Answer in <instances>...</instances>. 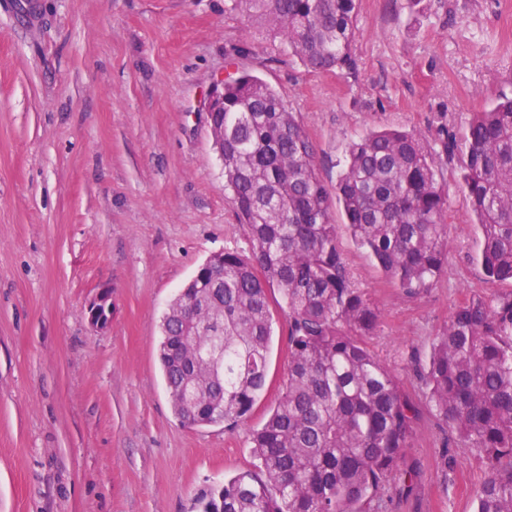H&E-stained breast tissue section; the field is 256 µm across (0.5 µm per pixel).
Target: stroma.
<instances>
[{
  "mask_svg": "<svg viewBox=\"0 0 512 512\" xmlns=\"http://www.w3.org/2000/svg\"><path fill=\"white\" fill-rule=\"evenodd\" d=\"M341 77L307 71L229 0H0V512H191L253 463L276 404L288 314L276 310L268 389L243 423L187 426L158 359L164 312L212 254L249 253L224 190L208 98L230 68L295 113L335 197L348 144L420 134L448 190V258L407 297L330 215L354 284L378 307L370 348L420 409L405 451L419 477L385 512H474L488 469L450 441L417 371L484 282L479 229L457 179L474 113L512 97V0H359ZM112 293V323L88 305ZM91 325L99 330L106 329L112 320V299L109 290H102L89 306Z\"/></svg>",
  "mask_w": 512,
  "mask_h": 512,
  "instance_id": "stroma-1",
  "label": "stroma"
}]
</instances>
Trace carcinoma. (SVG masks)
Segmentation results:
<instances>
[{"label": "carcinoma", "mask_w": 512, "mask_h": 512, "mask_svg": "<svg viewBox=\"0 0 512 512\" xmlns=\"http://www.w3.org/2000/svg\"><path fill=\"white\" fill-rule=\"evenodd\" d=\"M309 69L355 70L358 0H234ZM224 178L248 256L226 251L169 305L160 360L185 425L245 420L268 383L271 290L288 311L287 379L262 427L257 460L201 490L198 512H383L411 489L403 468L417 405L369 349L380 312L355 287L309 137L257 76L224 80ZM461 179L480 229L485 280L512 283V98L474 113ZM350 236L406 296L434 285L447 259L448 192L422 138L371 129L351 141L336 184ZM437 420L482 453L490 475L475 512H512V290L453 312L421 371Z\"/></svg>", "instance_id": "cac0c4a2"}]
</instances>
